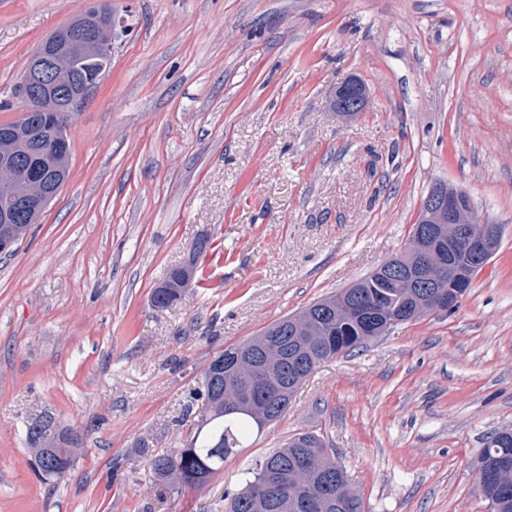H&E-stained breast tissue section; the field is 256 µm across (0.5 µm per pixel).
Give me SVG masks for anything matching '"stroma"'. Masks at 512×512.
<instances>
[{
  "label": "stroma",
  "mask_w": 512,
  "mask_h": 512,
  "mask_svg": "<svg viewBox=\"0 0 512 512\" xmlns=\"http://www.w3.org/2000/svg\"><path fill=\"white\" fill-rule=\"evenodd\" d=\"M112 67L74 112L71 173L0 255V512H225L289 437L321 436L365 512H491L486 439L512 430V0H108ZM82 0H0V123ZM354 77L365 112L343 117ZM438 180L501 241L459 308L322 363L201 489L154 455L216 354L399 255ZM209 238L182 299L151 297ZM78 449L35 475L27 421ZM367 103V91L358 80L348 78L336 86L333 106L343 116L353 117L364 112Z\"/></svg>",
  "instance_id": "stroma-1"
}]
</instances>
